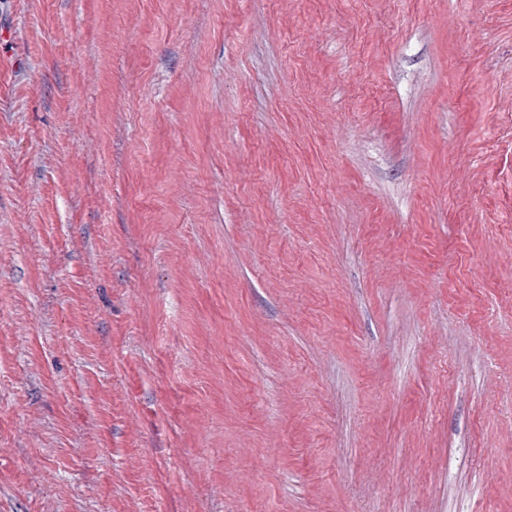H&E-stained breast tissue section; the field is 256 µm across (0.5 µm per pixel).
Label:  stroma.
I'll return each instance as SVG.
<instances>
[{"mask_svg":"<svg viewBox=\"0 0 512 512\" xmlns=\"http://www.w3.org/2000/svg\"><path fill=\"white\" fill-rule=\"evenodd\" d=\"M0 512H512V0H0Z\"/></svg>","mask_w":512,"mask_h":512,"instance_id":"35a3bbf8","label":"stroma"}]
</instances>
